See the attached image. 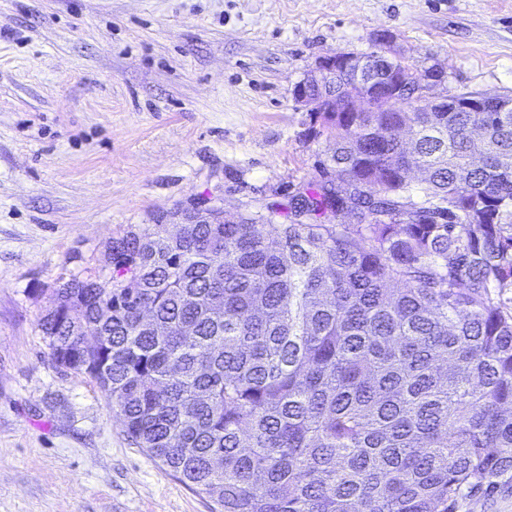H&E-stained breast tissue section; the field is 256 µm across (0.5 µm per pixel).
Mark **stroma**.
I'll use <instances>...</instances> for the list:
<instances>
[{
    "instance_id": "stroma-1",
    "label": "stroma",
    "mask_w": 512,
    "mask_h": 512,
    "mask_svg": "<svg viewBox=\"0 0 512 512\" xmlns=\"http://www.w3.org/2000/svg\"><path fill=\"white\" fill-rule=\"evenodd\" d=\"M381 50L446 68L433 96L512 95V0H0V512H214L39 319L128 231L321 181L335 144L293 89Z\"/></svg>"
}]
</instances>
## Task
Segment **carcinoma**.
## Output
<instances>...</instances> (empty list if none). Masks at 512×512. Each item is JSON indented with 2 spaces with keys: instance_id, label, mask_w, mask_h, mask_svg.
Here are the masks:
<instances>
[{
  "instance_id": "cac0c4a2",
  "label": "carcinoma",
  "mask_w": 512,
  "mask_h": 512,
  "mask_svg": "<svg viewBox=\"0 0 512 512\" xmlns=\"http://www.w3.org/2000/svg\"><path fill=\"white\" fill-rule=\"evenodd\" d=\"M417 88L313 129L336 180L176 240L129 232L115 276L39 319L217 512H455L512 472V96L419 112ZM362 91L339 78L334 105Z\"/></svg>"
}]
</instances>
